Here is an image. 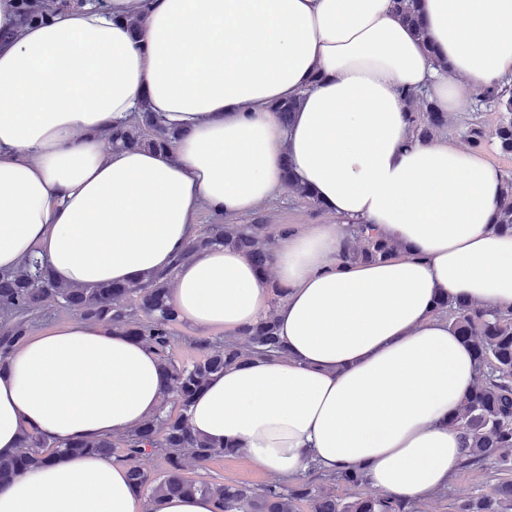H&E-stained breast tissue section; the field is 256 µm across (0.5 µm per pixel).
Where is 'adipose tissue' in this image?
I'll return each instance as SVG.
<instances>
[{"instance_id":"ef3b65f1","label":"adipose tissue","mask_w":512,"mask_h":512,"mask_svg":"<svg viewBox=\"0 0 512 512\" xmlns=\"http://www.w3.org/2000/svg\"><path fill=\"white\" fill-rule=\"evenodd\" d=\"M424 37L393 0H105L21 24L0 0V270L37 257L60 284L128 282L175 268L169 303L192 328L235 334L269 306L242 252H177L205 209L258 211L290 163L333 224L293 230L270 270L287 357L214 376L191 430L232 443L288 482L362 468L421 501L461 460L449 419L474 357L434 312L443 296L512 307V234L492 230L503 174L444 136L421 140L406 93L466 110L512 77V0H420ZM299 98L291 124L272 105ZM148 103L179 136L164 152L112 148ZM373 224L402 256L348 265L345 223ZM156 354L95 321L27 337L0 361V457L22 428L51 442L125 434L157 415ZM0 512H217L213 497L147 498L125 464L67 454L0 484Z\"/></svg>"}]
</instances>
